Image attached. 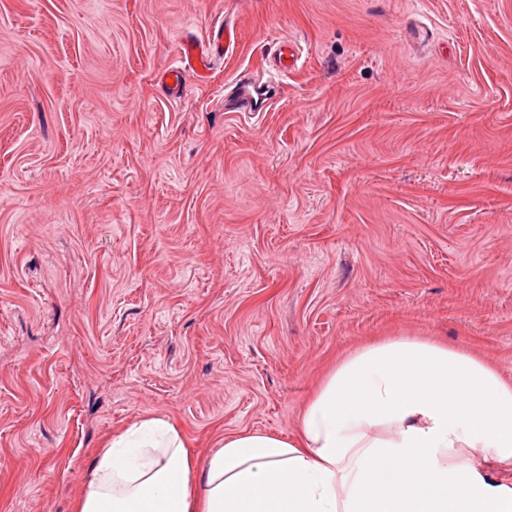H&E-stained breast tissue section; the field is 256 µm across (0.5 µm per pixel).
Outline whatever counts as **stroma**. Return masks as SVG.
<instances>
[{
    "mask_svg": "<svg viewBox=\"0 0 512 512\" xmlns=\"http://www.w3.org/2000/svg\"><path fill=\"white\" fill-rule=\"evenodd\" d=\"M394 336L512 381V0H0V512H75L147 417L297 435Z\"/></svg>",
    "mask_w": 512,
    "mask_h": 512,
    "instance_id": "1",
    "label": "stroma"
}]
</instances>
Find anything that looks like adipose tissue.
Listing matches in <instances>:
<instances>
[{
  "label": "adipose tissue",
  "mask_w": 512,
  "mask_h": 512,
  "mask_svg": "<svg viewBox=\"0 0 512 512\" xmlns=\"http://www.w3.org/2000/svg\"><path fill=\"white\" fill-rule=\"evenodd\" d=\"M76 512H512V382L426 338L369 343L296 437L241 432L198 459L163 418L114 434Z\"/></svg>",
  "instance_id": "ef3b65f1"
}]
</instances>
